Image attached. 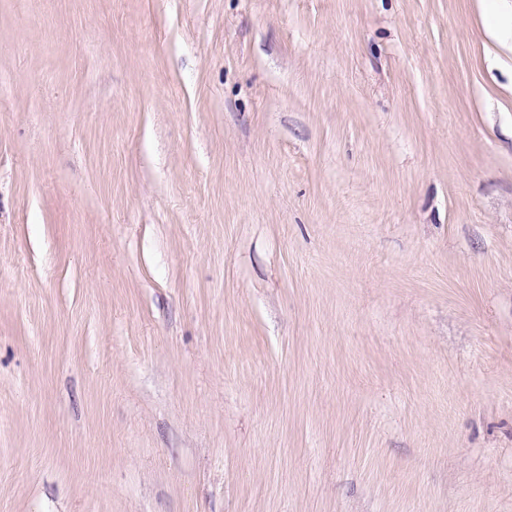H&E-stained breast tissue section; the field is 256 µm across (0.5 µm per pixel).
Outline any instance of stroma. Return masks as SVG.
<instances>
[{
  "label": "stroma",
  "instance_id": "35a3bbf8",
  "mask_svg": "<svg viewBox=\"0 0 512 512\" xmlns=\"http://www.w3.org/2000/svg\"><path fill=\"white\" fill-rule=\"evenodd\" d=\"M0 512H512V0H0Z\"/></svg>",
  "mask_w": 512,
  "mask_h": 512
}]
</instances>
